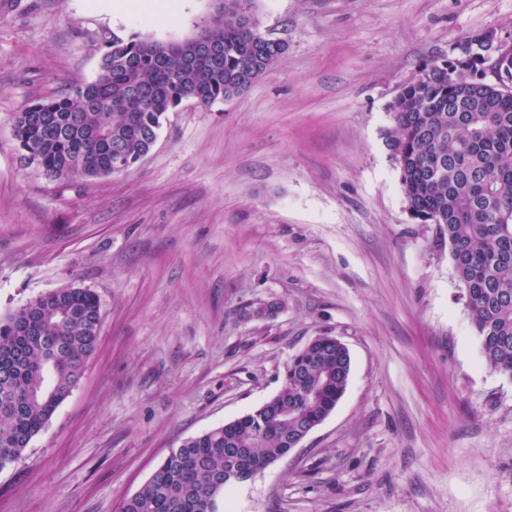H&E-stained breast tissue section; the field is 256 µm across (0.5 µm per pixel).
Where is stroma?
<instances>
[{"mask_svg": "<svg viewBox=\"0 0 512 512\" xmlns=\"http://www.w3.org/2000/svg\"><path fill=\"white\" fill-rule=\"evenodd\" d=\"M214 6L149 25L103 0H0V315L66 286L102 315L81 381L0 470V512H118L171 449L271 399L318 335L349 349L344 395L219 512H512V376L486 366L383 139L423 63L485 32L512 44V0H258L288 50L243 94L184 102L121 174L23 162L17 112L94 81L112 36L181 42Z\"/></svg>", "mask_w": 512, "mask_h": 512, "instance_id": "35a3bbf8", "label": "stroma"}]
</instances>
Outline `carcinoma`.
<instances>
[{
	"label": "carcinoma",
	"instance_id": "carcinoma-1",
	"mask_svg": "<svg viewBox=\"0 0 512 512\" xmlns=\"http://www.w3.org/2000/svg\"><path fill=\"white\" fill-rule=\"evenodd\" d=\"M224 48L214 63L193 46L133 34L108 42L97 78L37 101L12 124L19 150L48 178L93 179L134 166L166 114L193 100L210 107L243 93L287 52L261 32L256 0H224V23L201 26ZM384 130L411 216L448 242L484 360L512 375V93L431 61L388 105ZM100 303L89 288L41 294L0 318V469L22 453L78 384L94 353ZM351 358L320 335L291 356L262 406L185 440L125 499L119 512H217L229 477L284 457L308 424L343 396Z\"/></svg>",
	"mask_w": 512,
	"mask_h": 512
}]
</instances>
